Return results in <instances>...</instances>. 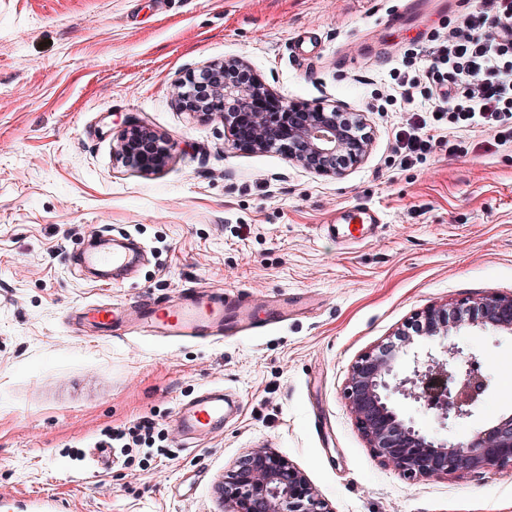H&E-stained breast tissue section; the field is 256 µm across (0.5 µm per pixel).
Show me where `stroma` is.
I'll use <instances>...</instances> for the list:
<instances>
[{"instance_id": "35a3bbf8", "label": "stroma", "mask_w": 512, "mask_h": 512, "mask_svg": "<svg viewBox=\"0 0 512 512\" xmlns=\"http://www.w3.org/2000/svg\"><path fill=\"white\" fill-rule=\"evenodd\" d=\"M404 0H0V491L23 512H224L217 487L241 456L287 457L332 512H512V469L407 480L373 456L344 396L366 351L393 341L422 310L512 295V146L493 132H451L412 165L395 132L419 114L376 111L396 71L421 67L422 35L457 12L430 0L405 25L382 24ZM305 35L308 55L293 40ZM234 59L275 98L361 114L365 160L335 178L276 149L233 147L221 120L179 111L175 85ZM170 140L164 168L124 166L129 120ZM379 211L374 241L324 238L337 209ZM144 246L122 283L97 282L82 256L99 237ZM303 293L314 309L261 336L165 343L91 339L76 306L171 299L185 288ZM449 345L476 353L487 390L467 421L400 406L422 431L467 442L512 413V335L464 327ZM213 387L238 415L196 448L172 420ZM148 416L151 448L91 455L104 434Z\"/></svg>"}]
</instances>
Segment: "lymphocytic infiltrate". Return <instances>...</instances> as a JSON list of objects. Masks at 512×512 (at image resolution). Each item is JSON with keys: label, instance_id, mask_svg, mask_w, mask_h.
I'll return each mask as SVG.
<instances>
[{"label": "lymphocytic infiltrate", "instance_id": "obj_1", "mask_svg": "<svg viewBox=\"0 0 512 512\" xmlns=\"http://www.w3.org/2000/svg\"><path fill=\"white\" fill-rule=\"evenodd\" d=\"M425 70L394 76L406 103L423 102L426 115L396 137L401 164L423 159L445 139V129L480 126L498 145L512 143V0H478L477 8L447 34L419 48Z\"/></svg>", "mask_w": 512, "mask_h": 512}]
</instances>
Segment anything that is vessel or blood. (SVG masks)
<instances>
[{"label": "vessel or blood", "instance_id": "b4317fda", "mask_svg": "<svg viewBox=\"0 0 512 512\" xmlns=\"http://www.w3.org/2000/svg\"><path fill=\"white\" fill-rule=\"evenodd\" d=\"M382 226L378 211L353 206L342 208L326 224L329 236L344 242L374 237ZM139 251L121 242L85 254L87 266H109L122 273L135 266ZM305 301L283 293L256 300L246 289L219 290L187 288L178 299L143 298L133 304L122 302L85 305L81 318L114 336L145 334L163 342H217L227 336H261L273 326L287 322ZM235 408L224 399V391L210 388L183 402L177 413L174 436L185 446L222 433Z\"/></svg>", "mask_w": 512, "mask_h": 512}]
</instances>
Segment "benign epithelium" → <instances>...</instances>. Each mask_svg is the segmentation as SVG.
<instances>
[{"instance_id":"obj_1","label":"benign epithelium","mask_w":512,"mask_h":512,"mask_svg":"<svg viewBox=\"0 0 512 512\" xmlns=\"http://www.w3.org/2000/svg\"><path fill=\"white\" fill-rule=\"evenodd\" d=\"M206 69L212 73L207 90H199L191 76L176 85L178 106L192 114L220 117L234 137L241 125H248L251 148L267 150L279 144L286 148L289 160L334 177L367 156L370 137L364 133L363 122L337 107H301L282 99L278 112H228L224 110L227 101L244 105L269 89L255 78L240 81L237 74L244 71L240 63H212ZM171 150L167 139L133 121L120 140L118 156L125 165L149 173L165 166ZM414 326L430 340H445L462 326L511 336L512 295L489 294L434 305L418 314ZM398 335L413 350L411 375L399 377L400 356L382 346L358 357L345 385L350 412L373 455L408 479L512 468V414L496 418L465 443L428 434L405 417L393 396L424 402L437 410L444 424L465 420L485 393L487 379L474 353L443 344L421 358L414 351L413 338L404 330ZM220 495L225 512H332L300 469L267 450L252 451L225 471Z\"/></svg>"}]
</instances>
